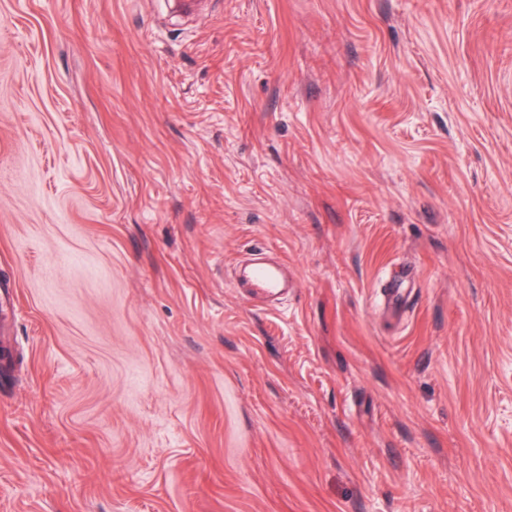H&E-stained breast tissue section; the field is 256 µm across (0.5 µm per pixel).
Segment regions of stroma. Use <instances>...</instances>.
<instances>
[{
	"label": "stroma",
	"mask_w": 512,
	"mask_h": 512,
	"mask_svg": "<svg viewBox=\"0 0 512 512\" xmlns=\"http://www.w3.org/2000/svg\"><path fill=\"white\" fill-rule=\"evenodd\" d=\"M0 282V512H512V0H0ZM244 281L251 297L273 302L288 288V268L279 261L257 257L245 269Z\"/></svg>",
	"instance_id": "35a3bbf8"
}]
</instances>
